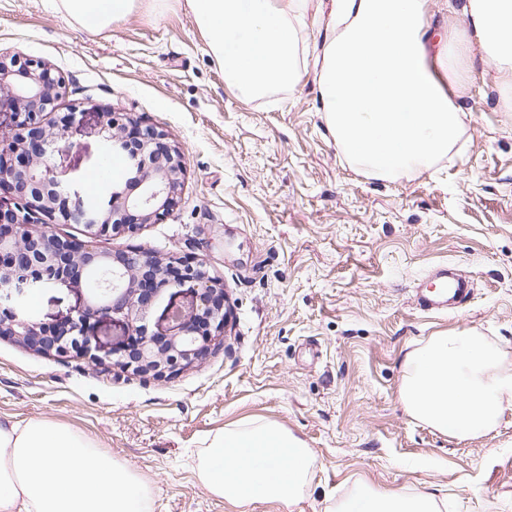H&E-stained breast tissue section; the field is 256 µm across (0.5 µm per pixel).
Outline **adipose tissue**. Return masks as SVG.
I'll list each match as a JSON object with an SVG mask.
<instances>
[{
	"instance_id": "obj_1",
	"label": "adipose tissue",
	"mask_w": 512,
	"mask_h": 512,
	"mask_svg": "<svg viewBox=\"0 0 512 512\" xmlns=\"http://www.w3.org/2000/svg\"><path fill=\"white\" fill-rule=\"evenodd\" d=\"M139 0H57L95 32ZM308 0H186L230 86L258 97L297 83ZM460 39L497 72L512 71V0H466ZM317 21L315 77L328 127L351 162L375 177L430 168L464 132L465 91L430 65L426 0H327ZM400 400L448 436L484 435L512 414V369L484 336L448 331L404 358ZM312 454L279 425L252 420L213 435L196 471L214 496L239 505L299 500ZM0 512H154L148 484L71 430L0 421ZM338 512H439L434 494L358 485Z\"/></svg>"
}]
</instances>
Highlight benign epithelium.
Wrapping results in <instances>:
<instances>
[{
  "mask_svg": "<svg viewBox=\"0 0 512 512\" xmlns=\"http://www.w3.org/2000/svg\"><path fill=\"white\" fill-rule=\"evenodd\" d=\"M61 89L62 81L39 62L12 70L0 60V112H11L15 124L12 138H0V336L46 355L74 350L87 356L92 321L121 316L130 341L117 352L115 364L134 374H172L199 360L213 331L224 325V289L209 276L205 262H164L142 247L102 253L83 241L36 231L33 224L46 214L82 224L93 236L158 224L175 205L183 156L163 131L102 113L109 151L127 158V178L88 206L50 164L64 133L46 128L43 117L56 107ZM59 282L86 287V297L77 317L50 329L26 314L22 298L33 288ZM187 284L196 292L195 306L167 304L173 333L149 332L150 309L167 289Z\"/></svg>",
  "mask_w": 512,
  "mask_h": 512,
  "instance_id": "benign-epithelium-1",
  "label": "benign epithelium"
}]
</instances>
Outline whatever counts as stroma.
I'll return each mask as SVG.
<instances>
[{"mask_svg": "<svg viewBox=\"0 0 512 512\" xmlns=\"http://www.w3.org/2000/svg\"><path fill=\"white\" fill-rule=\"evenodd\" d=\"M463 0H427L435 51ZM0 54L46 64L73 112L53 163L74 190L100 169L102 114L164 131L186 166L160 224L95 239L203 259L224 286L227 321L204 358L139 376L113 363L125 324L100 319V361L36 353L0 337V421L63 424L129 462L156 512H333L356 485L435 494L442 512H512V415L457 439L408 415L407 352L440 332L477 331L512 365V76L496 84L479 54L459 58L469 112L448 159L400 177L366 175L328 129L313 70L294 89L249 98L227 84L185 0H165L91 33L56 0H0ZM440 263L469 278L468 307L421 311L414 290ZM85 292L28 294L31 317L60 325ZM278 424L310 448L313 478L295 505L249 507L211 495L195 470L208 436Z\"/></svg>", "mask_w": 512, "mask_h": 512, "instance_id": "35a3bbf8", "label": "stroma"}]
</instances>
